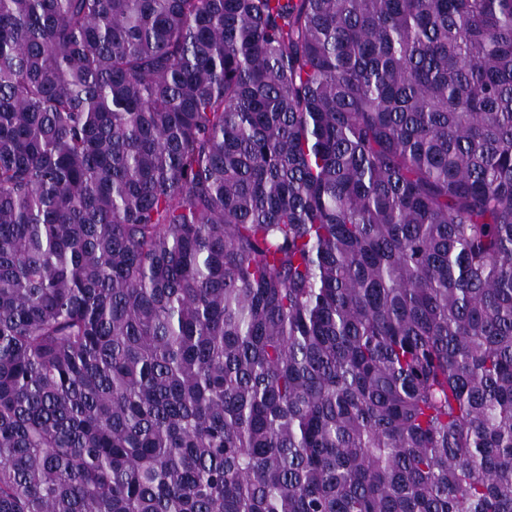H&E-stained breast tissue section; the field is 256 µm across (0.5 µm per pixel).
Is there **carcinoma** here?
Returning <instances> with one entry per match:
<instances>
[{
  "mask_svg": "<svg viewBox=\"0 0 512 512\" xmlns=\"http://www.w3.org/2000/svg\"><path fill=\"white\" fill-rule=\"evenodd\" d=\"M0 512H512V0H0Z\"/></svg>",
  "mask_w": 512,
  "mask_h": 512,
  "instance_id": "obj_1",
  "label": "carcinoma"
}]
</instances>
